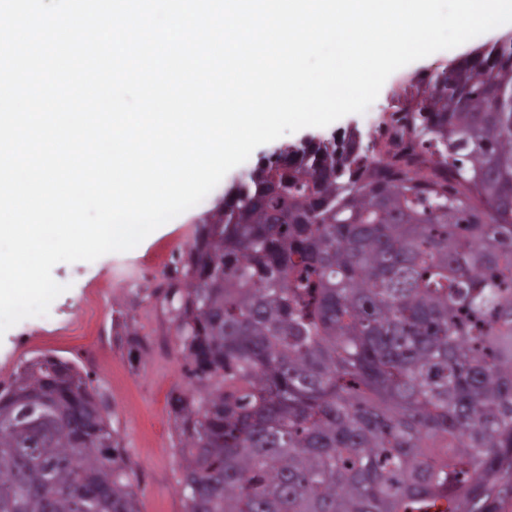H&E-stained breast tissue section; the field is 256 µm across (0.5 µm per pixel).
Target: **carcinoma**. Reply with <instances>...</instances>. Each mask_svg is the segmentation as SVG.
<instances>
[{"label":"carcinoma","mask_w":512,"mask_h":512,"mask_svg":"<svg viewBox=\"0 0 512 512\" xmlns=\"http://www.w3.org/2000/svg\"><path fill=\"white\" fill-rule=\"evenodd\" d=\"M512 43L454 62L411 155L288 145L198 226L164 296L184 512H486L512 491ZM51 410L41 440L14 428ZM0 512H140L88 372L0 390Z\"/></svg>","instance_id":"obj_1"}]
</instances>
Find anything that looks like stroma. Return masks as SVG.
Returning <instances> with one entry per match:
<instances>
[{"label": "stroma", "instance_id": "stroma-1", "mask_svg": "<svg viewBox=\"0 0 512 512\" xmlns=\"http://www.w3.org/2000/svg\"><path fill=\"white\" fill-rule=\"evenodd\" d=\"M510 33L512 23L481 34L454 52L441 50L396 70L372 111L351 113L329 126L305 128L257 147L198 205L156 229L134 249L92 262L55 265L53 277L66 285V292L54 300L47 315L24 319L0 336V388L9 387L23 362L44 354L88 371L136 474L140 512H183L177 484L180 453L168 398L186 383L187 362L179 354L163 291L175 278L180 255L191 247L197 224L238 178L283 146L307 137H340L355 129L363 148L372 150L374 125L396 119L404 92H415L451 61Z\"/></svg>", "mask_w": 512, "mask_h": 512}]
</instances>
